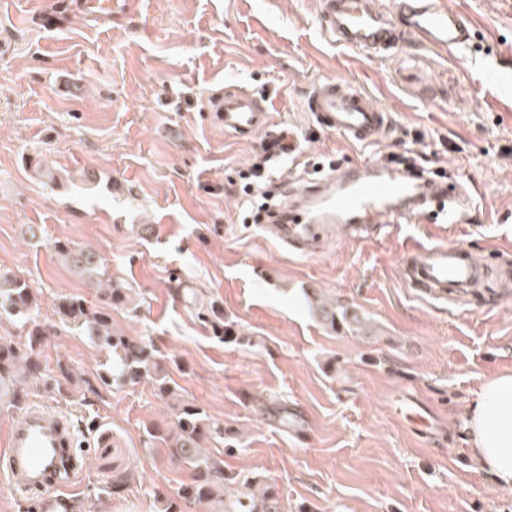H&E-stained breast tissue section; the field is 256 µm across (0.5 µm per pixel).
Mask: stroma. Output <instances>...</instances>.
Here are the masks:
<instances>
[{"label":"stroma","instance_id":"1","mask_svg":"<svg viewBox=\"0 0 512 512\" xmlns=\"http://www.w3.org/2000/svg\"><path fill=\"white\" fill-rule=\"evenodd\" d=\"M444 2L476 26L453 61L329 46L320 0H133L121 21L79 8L54 24L42 15L55 0H0V270L32 284L47 323L58 296L96 300L56 241L95 250L144 295L117 327L151 337L179 398L239 433L225 470L276 484L283 512H512L463 419L486 380L512 371V103L500 97L512 90V0ZM325 76L386 104L392 135L356 146L313 124L303 93ZM230 84L264 97L270 133L293 135L278 182L424 152L472 188L468 215L361 239L337 228L312 255L283 248L240 206L263 137L216 120L210 99ZM41 163L68 184L49 188ZM435 243L492 262L468 301L404 283V253ZM315 294L363 314L371 333L325 329L306 302ZM210 300L244 342L215 338L198 315ZM35 348L45 372L25 384L27 403L73 426L78 512H159L177 497L189 471L146 448V429L173 420L153 384L103 386L104 352L68 328ZM116 476L129 483L112 494Z\"/></svg>","mask_w":512,"mask_h":512}]
</instances>
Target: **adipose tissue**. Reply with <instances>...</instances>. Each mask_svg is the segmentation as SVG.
Instances as JSON below:
<instances>
[{
	"label": "adipose tissue",
	"mask_w": 512,
	"mask_h": 512,
	"mask_svg": "<svg viewBox=\"0 0 512 512\" xmlns=\"http://www.w3.org/2000/svg\"><path fill=\"white\" fill-rule=\"evenodd\" d=\"M475 456L496 484L512 488V373L495 376L476 393L468 412Z\"/></svg>",
	"instance_id": "ef3b65f1"
}]
</instances>
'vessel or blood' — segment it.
<instances>
[{"label":"vessel or blood","mask_w":512,"mask_h":512,"mask_svg":"<svg viewBox=\"0 0 512 512\" xmlns=\"http://www.w3.org/2000/svg\"><path fill=\"white\" fill-rule=\"evenodd\" d=\"M321 37L357 54L391 58L400 48L433 50L454 56L468 46L474 23L440 0H397L384 13L372 0H322L318 16ZM304 109L314 123L348 143L369 145L394 129L388 107L359 85L333 77L312 83L304 93ZM216 118L227 133L249 137L267 130L269 112L254 93L235 89L216 102ZM467 185L440 179H418L407 167L379 161L341 167L321 182L287 187L284 203L268 219L275 240L308 252L327 224L367 233L384 224L421 219L444 201L452 214L467 211ZM489 274L464 244L416 246L404 257L402 276L419 295L453 302ZM75 437L67 417L48 406H33L8 422L0 447V477L16 491L37 495L42 512H69L63 491L80 472Z\"/></svg>","instance_id":"b4317fda"}]
</instances>
